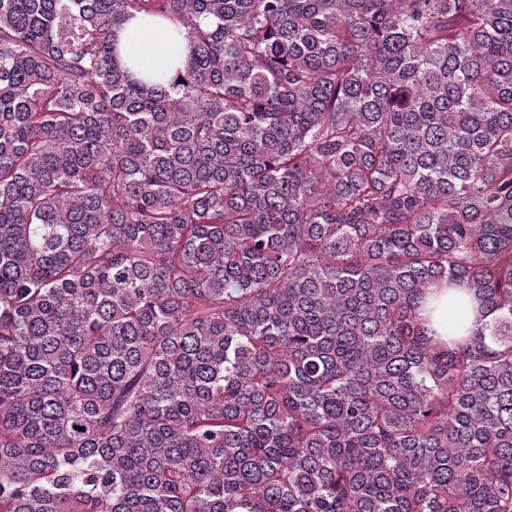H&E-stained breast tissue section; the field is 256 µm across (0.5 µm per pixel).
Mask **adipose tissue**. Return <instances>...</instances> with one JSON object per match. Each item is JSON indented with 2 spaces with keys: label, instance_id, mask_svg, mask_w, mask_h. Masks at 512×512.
Masks as SVG:
<instances>
[{
  "label": "adipose tissue",
  "instance_id": "obj_1",
  "mask_svg": "<svg viewBox=\"0 0 512 512\" xmlns=\"http://www.w3.org/2000/svg\"><path fill=\"white\" fill-rule=\"evenodd\" d=\"M126 59L143 72H165L174 76L185 59L187 43L171 24L155 25L143 17L130 19L119 33ZM456 301L466 311L468 323H475L480 306L464 289L448 293L440 289L428 293L420 304V314L427 321L429 333L440 340L448 338V303Z\"/></svg>",
  "mask_w": 512,
  "mask_h": 512
}]
</instances>
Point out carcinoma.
Masks as SVG:
<instances>
[{
	"instance_id": "carcinoma-1",
	"label": "carcinoma",
	"mask_w": 512,
	"mask_h": 512,
	"mask_svg": "<svg viewBox=\"0 0 512 512\" xmlns=\"http://www.w3.org/2000/svg\"><path fill=\"white\" fill-rule=\"evenodd\" d=\"M0 512H512V0H0ZM118 36L125 58L137 70L164 71L167 78L176 74L188 52L187 42L173 25H155L141 16L130 19ZM420 314L427 321L429 335L448 343V290H433L420 304Z\"/></svg>"
}]
</instances>
